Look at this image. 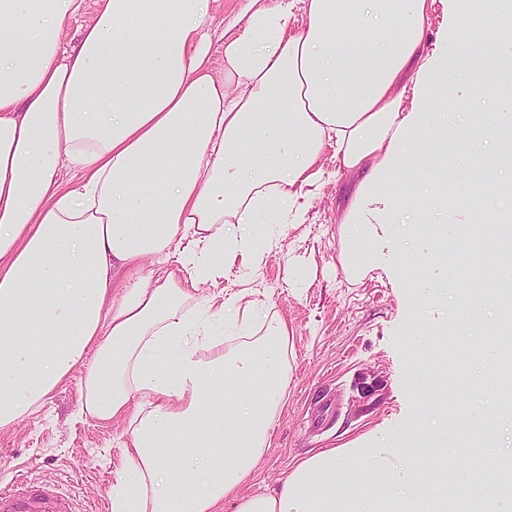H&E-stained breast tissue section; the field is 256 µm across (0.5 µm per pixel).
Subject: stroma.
Returning a JSON list of instances; mask_svg holds the SVG:
<instances>
[{"instance_id": "1", "label": "stroma", "mask_w": 512, "mask_h": 512, "mask_svg": "<svg viewBox=\"0 0 512 512\" xmlns=\"http://www.w3.org/2000/svg\"><path fill=\"white\" fill-rule=\"evenodd\" d=\"M250 0H211L215 39L211 66L224 68L221 32L245 23ZM354 180L347 175L314 197L303 224L285 228L254 269L225 272L218 288L250 290L277 311L291 330L292 383L258 462L253 483L272 486L312 453L351 442L398 454L402 446L433 448L447 429L461 444L468 430L457 422L461 408L492 404L493 395L474 374L448 375L441 353L435 378L448 392V417L438 416L431 395L418 386L412 354L402 339L414 321L437 329L436 344L461 335V308L449 300L447 319L422 301L426 270L402 254L400 279L371 271L359 283L346 281L338 262V224L348 208ZM82 372L74 370L35 414L0 429V488L16 478L51 484L70 494L79 512H111L112 484L129 439L123 418L101 421L80 414Z\"/></svg>"}]
</instances>
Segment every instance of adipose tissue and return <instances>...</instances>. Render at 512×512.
Listing matches in <instances>:
<instances>
[{"label": "adipose tissue", "instance_id": "1", "mask_svg": "<svg viewBox=\"0 0 512 512\" xmlns=\"http://www.w3.org/2000/svg\"><path fill=\"white\" fill-rule=\"evenodd\" d=\"M252 3L217 73L209 0H99L74 45L81 0H0V428L79 367L82 413L129 418L112 512H396L392 489L415 466L372 448L317 451L243 493L290 384L291 331L245 293L197 295L225 265L251 267L343 171L357 182L338 225L346 278L399 274L407 249L432 260L428 288L445 299L443 236L512 188V168L449 210L457 118L429 106L492 94L512 41L427 50L435 0ZM426 132L435 150L414 191L434 233L397 240L392 186ZM66 167L78 181L61 183ZM494 299L475 368L512 319V291Z\"/></svg>", "mask_w": 512, "mask_h": 512}]
</instances>
